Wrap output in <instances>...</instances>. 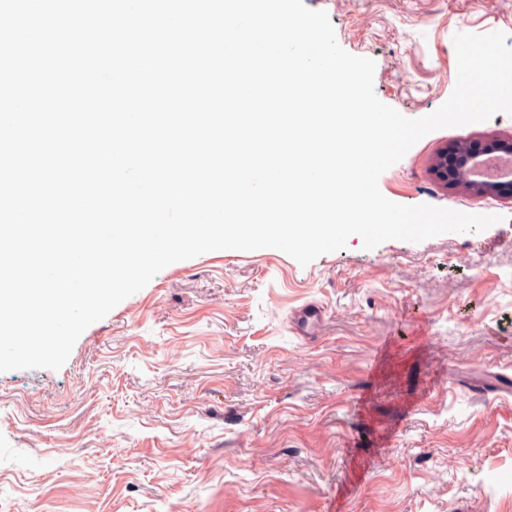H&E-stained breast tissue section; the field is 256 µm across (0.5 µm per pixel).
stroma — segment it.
I'll list each match as a JSON object with an SVG mask.
<instances>
[{"mask_svg": "<svg viewBox=\"0 0 512 512\" xmlns=\"http://www.w3.org/2000/svg\"><path fill=\"white\" fill-rule=\"evenodd\" d=\"M409 118L457 79L453 37L512 0H304ZM435 130L379 178L403 205L498 216L300 265L262 248L165 267L57 370L0 372V512H512V200L436 184ZM319 305L306 336L295 311Z\"/></svg>", "mask_w": 512, "mask_h": 512, "instance_id": "35a3bbf8", "label": "stroma"}]
</instances>
